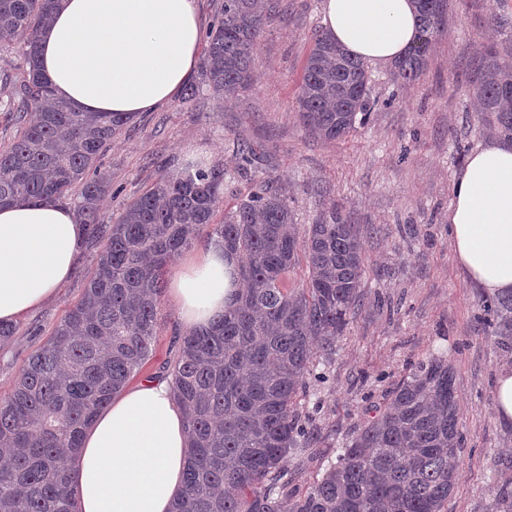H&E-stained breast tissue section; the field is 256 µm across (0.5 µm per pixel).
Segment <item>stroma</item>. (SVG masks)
Returning a JSON list of instances; mask_svg holds the SVG:
<instances>
[{"label":"stroma","instance_id":"1","mask_svg":"<svg viewBox=\"0 0 512 512\" xmlns=\"http://www.w3.org/2000/svg\"><path fill=\"white\" fill-rule=\"evenodd\" d=\"M322 0H282L257 46L252 86L216 101L184 95L124 126L101 158L112 191L99 221L114 223L126 205L190 157L226 173L232 207L256 178L270 176L288 196L296 223H314L333 206L361 231L366 273L362 310L340 336L324 381L310 382L299 403L312 417L311 464L288 456L289 493L305 491L418 362L445 357L455 371L464 445L462 466L444 512H497L500 489L512 490V427L495 411L498 366L512 361L477 322L481 291L455 261L448 227L453 185L470 153L489 135L474 88L481 55L512 63V0L504 22L496 0H447L444 31L428 49V66L409 84L389 67L368 65L375 106L346 138L312 136L297 94L312 32L321 30ZM252 149L243 165L239 145ZM100 246L85 242L56 296L17 324L0 348V401L14 389L29 356L81 298ZM156 343L136 380L166 376L181 332L169 294L160 297Z\"/></svg>","mask_w":512,"mask_h":512}]
</instances>
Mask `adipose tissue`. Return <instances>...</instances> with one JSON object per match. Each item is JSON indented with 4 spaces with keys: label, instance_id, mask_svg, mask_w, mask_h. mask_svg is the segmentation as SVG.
Wrapping results in <instances>:
<instances>
[{
    "label": "adipose tissue",
    "instance_id": "ef3b65f1",
    "mask_svg": "<svg viewBox=\"0 0 512 512\" xmlns=\"http://www.w3.org/2000/svg\"><path fill=\"white\" fill-rule=\"evenodd\" d=\"M416 0H322V25L348 53L384 66L420 37ZM196 0H61L38 38L60 100L131 117L171 102L193 74ZM448 224L455 259L485 293L512 292V141L490 138L454 182ZM85 237L76 211L53 198L0 208V322L55 297ZM238 260L208 246L179 262L170 298L187 330L209 327L238 295ZM189 437L166 379L113 396L68 462L72 512H171L183 489Z\"/></svg>",
    "mask_w": 512,
    "mask_h": 512
}]
</instances>
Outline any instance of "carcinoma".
<instances>
[{
	"mask_svg": "<svg viewBox=\"0 0 512 512\" xmlns=\"http://www.w3.org/2000/svg\"><path fill=\"white\" fill-rule=\"evenodd\" d=\"M58 0H0V42L19 44L26 70L5 107L22 131L0 151V206L71 199L88 237L102 244L79 302L25 362L0 402V512H70L67 460L84 428L152 354L170 264L203 230L239 258L236 307L210 328L174 338L171 384L190 438L184 492L173 512H443L456 487L464 439L455 374L433 356L390 391L379 414L339 450L304 494L288 495L289 453L308 460L297 400L321 380L339 336L362 306L361 235L329 207L294 224L288 196L270 177L214 223L224 170L198 167L156 183L118 221L98 222L111 189L103 152L130 117L83 112L55 97L40 72L39 32ZM419 43L395 66L410 83L444 26L445 0H417ZM278 0H222L205 33L201 77L186 96L222 99L253 81L254 50ZM477 94L496 134L512 140V64L484 55ZM303 125L335 141L371 110L362 60L314 31L298 92ZM306 262L308 280L289 284ZM480 321L512 350V293L484 297Z\"/></svg>",
	"mask_w": 512,
	"mask_h": 512,
	"instance_id": "obj_1",
	"label": "carcinoma"
}]
</instances>
